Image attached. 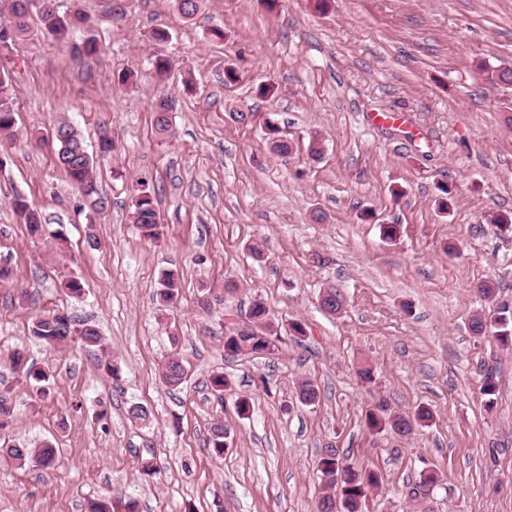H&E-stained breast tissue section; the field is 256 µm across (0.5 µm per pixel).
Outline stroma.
<instances>
[{"label": "stroma", "mask_w": 512, "mask_h": 512, "mask_svg": "<svg viewBox=\"0 0 512 512\" xmlns=\"http://www.w3.org/2000/svg\"><path fill=\"white\" fill-rule=\"evenodd\" d=\"M81 7L97 58L36 35L8 65L17 124L0 138V265L15 278L0 285V379H12L11 354L23 347L52 389L38 402L17 387L0 438L51 442L62 462L0 461V512H86L108 490L136 498L140 512H315L316 464L330 444L381 475L364 512H512V350L470 330L474 315L512 307V230L491 221L512 213V86L484 71L512 65V0H330L321 13L311 0H204L193 23L174 0ZM156 27L167 42L152 41ZM158 55L173 63L161 88L149 76ZM229 66L239 73L231 86ZM123 71L139 83L117 85ZM268 82L276 95L258 96ZM163 91L175 101L166 136L153 128ZM237 110L249 122H234ZM374 112L405 113L407 130L373 124ZM63 117L97 157L101 212L57 163L51 131ZM270 122L293 141L289 156L270 152ZM104 130L117 145L108 158L97 155ZM141 181L156 192L157 241L130 217ZM18 194L47 217L43 236L31 238L14 213ZM316 210L325 222L311 220ZM383 224L397 225L395 240L381 237ZM169 271L181 288L163 308L156 292ZM69 278L82 298L62 288ZM487 281L490 299L478 291ZM327 284L346 295L341 315L318 306ZM257 298L279 327L277 351L225 357V335L246 325ZM45 307L98 325L121 379L78 343L31 339ZM292 322L304 338L289 335ZM173 354L186 370L175 391L159 379ZM364 362L374 383L357 376ZM488 367L490 408L480 392ZM215 373L231 383L220 399L207 385ZM303 378L320 389L310 406L297 397ZM241 397L252 403L245 417ZM134 403L151 411L149 425L131 420ZM380 403L425 406L433 419L409 437L379 433L365 417ZM218 420L229 433L220 459L208 447ZM143 459L156 476L140 473ZM425 468L439 482L429 499L413 498Z\"/></svg>", "instance_id": "1"}]
</instances>
